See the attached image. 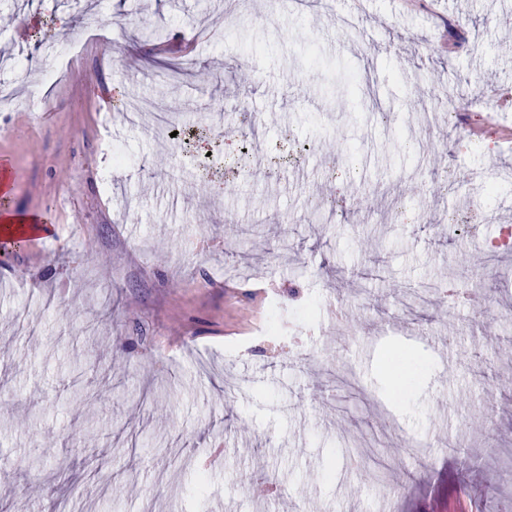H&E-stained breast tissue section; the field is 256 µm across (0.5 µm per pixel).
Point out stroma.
Listing matches in <instances>:
<instances>
[{"instance_id": "1", "label": "stroma", "mask_w": 512, "mask_h": 512, "mask_svg": "<svg viewBox=\"0 0 512 512\" xmlns=\"http://www.w3.org/2000/svg\"><path fill=\"white\" fill-rule=\"evenodd\" d=\"M434 3L0 0V512H512V0ZM12 186L8 170L4 169L0 177V232L1 237L10 242H20L36 234H48L50 223L44 215L23 214L10 204ZM454 288L460 293L470 296L467 304L460 302L453 296H448V293L442 289L433 291V294L438 300L448 304L449 307L465 309L475 316L482 312L485 307V299L478 291L468 288L461 282L455 283Z\"/></svg>"}]
</instances>
